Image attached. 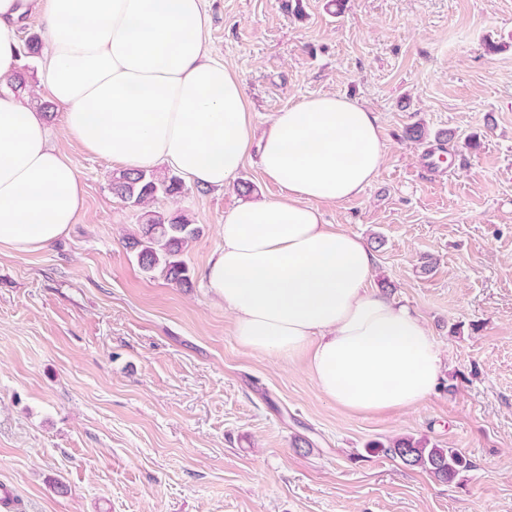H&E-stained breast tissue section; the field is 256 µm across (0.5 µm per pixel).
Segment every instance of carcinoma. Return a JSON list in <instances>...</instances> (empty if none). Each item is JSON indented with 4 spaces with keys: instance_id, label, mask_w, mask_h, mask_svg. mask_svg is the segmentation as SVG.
Listing matches in <instances>:
<instances>
[{
    "instance_id": "carcinoma-1",
    "label": "carcinoma",
    "mask_w": 512,
    "mask_h": 512,
    "mask_svg": "<svg viewBox=\"0 0 512 512\" xmlns=\"http://www.w3.org/2000/svg\"><path fill=\"white\" fill-rule=\"evenodd\" d=\"M183 190L181 177L161 178L149 169L122 170L112 178L113 194L134 206H143L160 196L174 197ZM198 235L199 228L187 218L154 211L148 214L142 227V238L133 239L129 247L137 250L138 261L145 270L159 268L168 281L185 285L189 283V270L179 255L183 245ZM374 447L448 483L471 468L470 461L461 452L454 448H440L426 440L401 438L387 446L376 443Z\"/></svg>"
}]
</instances>
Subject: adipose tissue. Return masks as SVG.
I'll return each instance as SVG.
<instances>
[{
  "label": "adipose tissue",
  "mask_w": 512,
  "mask_h": 512,
  "mask_svg": "<svg viewBox=\"0 0 512 512\" xmlns=\"http://www.w3.org/2000/svg\"><path fill=\"white\" fill-rule=\"evenodd\" d=\"M31 13L49 45L44 87L83 148L131 170L161 164L204 187L232 184L251 111L240 76L210 54L205 0H0V249H43L82 202L44 114L7 88ZM384 155L377 116L356 100L323 94L275 113L258 164L280 194L233 209L202 270L241 345L307 353L321 394L358 413L418 407L444 369L426 323L370 290L371 248L317 208L357 196Z\"/></svg>",
  "instance_id": "1"
}]
</instances>
